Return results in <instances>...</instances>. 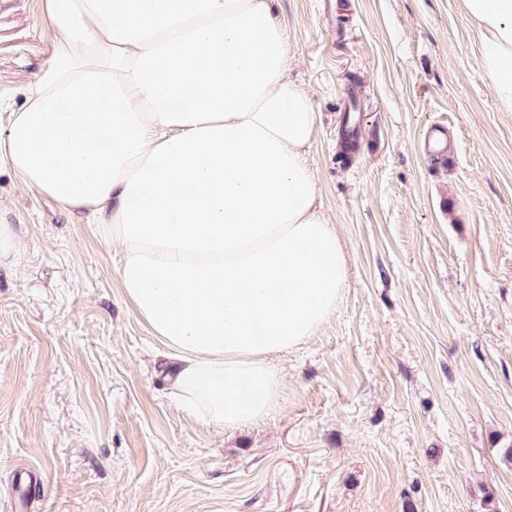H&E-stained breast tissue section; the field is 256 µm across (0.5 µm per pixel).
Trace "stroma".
Returning <instances> with one entry per match:
<instances>
[{"label": "stroma", "mask_w": 512, "mask_h": 512, "mask_svg": "<svg viewBox=\"0 0 512 512\" xmlns=\"http://www.w3.org/2000/svg\"><path fill=\"white\" fill-rule=\"evenodd\" d=\"M273 6L320 116L312 164L350 257L339 309L279 357L263 424L187 417L118 253L1 166L24 251L0 267V512H512V113L478 35L460 0ZM53 38L41 0L0 9V77L24 85Z\"/></svg>", "instance_id": "obj_1"}]
</instances>
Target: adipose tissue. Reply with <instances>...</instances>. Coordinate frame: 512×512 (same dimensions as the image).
I'll return each mask as SVG.
<instances>
[{
	"instance_id": "ef3b65f1",
	"label": "adipose tissue",
	"mask_w": 512,
	"mask_h": 512,
	"mask_svg": "<svg viewBox=\"0 0 512 512\" xmlns=\"http://www.w3.org/2000/svg\"><path fill=\"white\" fill-rule=\"evenodd\" d=\"M271 0H42L49 58L0 135L22 190L89 214L167 350L175 408L267 420L276 360L335 313L349 256L310 162L319 116ZM512 112V0H461Z\"/></svg>"
}]
</instances>
